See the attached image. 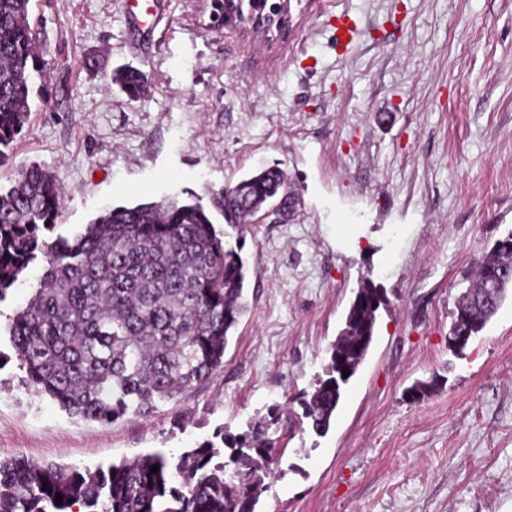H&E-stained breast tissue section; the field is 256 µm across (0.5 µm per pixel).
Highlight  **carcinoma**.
I'll list each match as a JSON object with an SVG mask.
<instances>
[{
	"instance_id": "1",
	"label": "carcinoma",
	"mask_w": 512,
	"mask_h": 512,
	"mask_svg": "<svg viewBox=\"0 0 512 512\" xmlns=\"http://www.w3.org/2000/svg\"><path fill=\"white\" fill-rule=\"evenodd\" d=\"M43 43L31 0H0V161L46 82ZM111 80L131 98L144 89L133 67L113 71ZM285 184L281 170L258 169L214 205L225 223L243 228ZM61 216L60 183L46 165L24 167L0 187V299L31 264L45 263L39 287L9 326L21 384L72 416L109 424L211 379L247 311L242 247L225 245L212 213L198 201L118 206L73 241L50 242L45 233ZM486 268L499 271L496 285L485 281ZM511 273L512 231L482 252L448 335L481 332L505 300ZM386 305L373 282H360L325 376L298 398L301 414L273 404L245 434L220 428L177 457L158 451L105 471L0 459V512H259L271 467L284 453L269 430L328 432Z\"/></svg>"
}]
</instances>
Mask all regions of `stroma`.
<instances>
[{
	"mask_svg": "<svg viewBox=\"0 0 512 512\" xmlns=\"http://www.w3.org/2000/svg\"><path fill=\"white\" fill-rule=\"evenodd\" d=\"M210 12L158 0L142 28L124 0H32L48 81L0 183L55 167L54 236L115 206L209 208L273 165L295 205L226 236L243 245L250 309L223 368L107 426L20 385L8 324L39 284L31 264L0 301V458L93 469L246 431L322 373L368 272L390 306L326 435H281L261 512H512V291L448 347L465 278L512 231V0H290L271 43ZM123 64L146 77L137 99L111 82ZM436 375L423 401L406 396Z\"/></svg>",
	"mask_w": 512,
	"mask_h": 512,
	"instance_id": "obj_1",
	"label": "stroma"
}]
</instances>
